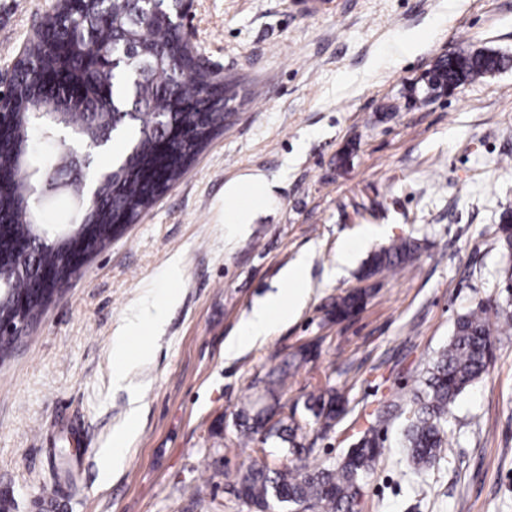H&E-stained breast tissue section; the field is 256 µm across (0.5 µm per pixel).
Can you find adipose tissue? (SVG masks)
<instances>
[{
	"instance_id": "ef3b65f1",
	"label": "adipose tissue",
	"mask_w": 512,
	"mask_h": 512,
	"mask_svg": "<svg viewBox=\"0 0 512 512\" xmlns=\"http://www.w3.org/2000/svg\"><path fill=\"white\" fill-rule=\"evenodd\" d=\"M226 194L237 201L236 206L227 211L224 217L225 223L228 224L245 223L266 199L264 186L258 181L231 184ZM308 270V256L300 255L284 272L282 288L256 304L241 322L236 336L225 342V355H236L243 349L265 340L277 326L287 323L306 304L310 295Z\"/></svg>"
}]
</instances>
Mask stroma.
I'll return each instance as SVG.
<instances>
[{"mask_svg": "<svg viewBox=\"0 0 512 512\" xmlns=\"http://www.w3.org/2000/svg\"><path fill=\"white\" fill-rule=\"evenodd\" d=\"M190 2L198 51L237 80L244 105L0 363V501L8 512H256L227 486L256 454L224 443L244 404L268 405L263 380L282 366L278 398L297 417L319 383L347 401L332 429L308 426L310 462L335 465L369 427L383 437L362 512H512V331L489 376L452 406L438 468L413 469L402 438L457 317L507 297L495 229L512 204V67L424 105L404 92L461 47L512 57V0ZM51 4L0 0V68ZM254 176L267 202L250 223H225L226 185ZM400 237L418 241L416 259L361 280ZM303 254L305 307L225 356L253 303ZM363 286L362 309L336 320V300ZM145 303L163 304L161 327H145L113 382L118 330ZM307 345L311 360L291 363ZM134 406L123 465L104 472L101 451Z\"/></svg>", "mask_w": 512, "mask_h": 512, "instance_id": "stroma-1", "label": "stroma"}]
</instances>
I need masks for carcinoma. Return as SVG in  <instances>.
Returning <instances> with one entry per match:
<instances>
[{
	"label": "carcinoma",
	"instance_id": "obj_1",
	"mask_svg": "<svg viewBox=\"0 0 512 512\" xmlns=\"http://www.w3.org/2000/svg\"><path fill=\"white\" fill-rule=\"evenodd\" d=\"M129 0H74L59 5L42 17L36 36L27 43L26 58L16 69L9 93L5 140L0 146V224L8 225L10 240L0 243V283L17 294L29 293L33 279L19 275L12 264L11 242L31 240L39 221L30 204L27 187L33 183L29 170L37 168L46 181H57L60 144L58 137L72 129V141L81 144L98 139L104 143L120 138L126 148L107 168L109 178L103 196L93 211L73 224L95 226L92 249L111 240L110 229L120 218L134 222L148 207L156 189H148L145 174L159 166L175 181L186 162L224 126V108L233 102V83L214 81L205 62L185 51L184 34L177 11L169 0H139L140 23L134 25ZM96 32L95 51L76 44L84 41L85 27ZM134 43L146 50L151 67L141 70V61L123 58V46ZM512 62L488 49H461L438 59L427 79L431 91L473 83L499 72ZM42 67L53 68L63 85L46 91L35 79ZM193 126V138L169 150L158 134L163 124ZM497 240L512 256V209L500 214ZM65 246L46 244L37 253L40 265L61 261ZM419 249L413 238H398L376 252L362 271L369 279L384 271L410 263ZM367 290L357 288L336 300L332 314L347 318L364 304ZM512 329V310L481 304L460 315L448 345L429 364L420 387L414 393L403 428L404 448L417 470L440 464L448 450V414L459 395L489 374L494 360L499 328ZM308 409L329 428L345 412L332 388H320L311 395ZM241 437L224 447H245L256 441L277 437L289 444V465L270 467L256 462L238 473L231 492L258 512L277 503L289 509L307 505L311 512H357L362 490L383 448L377 434L368 430L336 466L311 467L301 458L310 452L299 441L302 426L289 417L268 425L264 410L252 407L240 411Z\"/></svg>",
	"mask_w": 512,
	"mask_h": 512
}]
</instances>
